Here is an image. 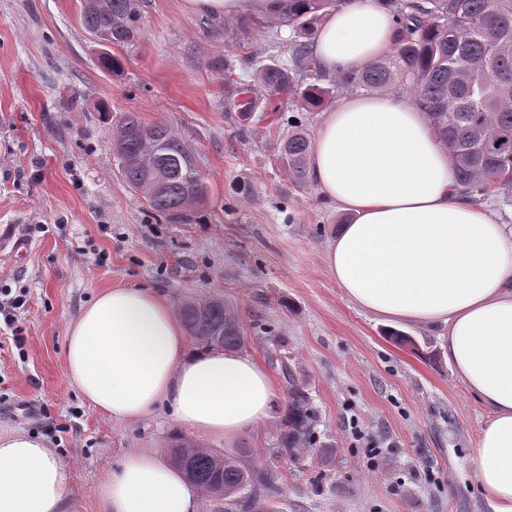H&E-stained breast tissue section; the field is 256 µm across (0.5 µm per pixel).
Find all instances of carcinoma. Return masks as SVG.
<instances>
[{
	"label": "carcinoma",
	"instance_id": "carcinoma-1",
	"mask_svg": "<svg viewBox=\"0 0 512 512\" xmlns=\"http://www.w3.org/2000/svg\"><path fill=\"white\" fill-rule=\"evenodd\" d=\"M396 25L392 55L359 73L326 78L311 58V44L293 43L288 61L256 68L254 79L235 80L232 109L247 128L257 112H277L274 99L291 96L302 109H315L341 91H385L401 87L428 115L439 142L448 149L459 191L473 202L491 197L512 201V0H385ZM335 0H288L280 20L299 36L314 34L318 12ZM81 22L109 46L139 37L141 0H82ZM310 143L297 128L279 141L276 163L297 185L307 182ZM118 171L142 195L154 219L175 224L205 203L208 184L196 152L166 122L144 124L133 112L122 117L112 138ZM180 317L202 347L234 350L244 345L237 311L218 294L181 302ZM288 409L280 447L316 445L314 411L304 384L285 361ZM171 461L209 497L224 501V512H281L271 471L246 466L235 455L180 438Z\"/></svg>",
	"mask_w": 512,
	"mask_h": 512
}]
</instances>
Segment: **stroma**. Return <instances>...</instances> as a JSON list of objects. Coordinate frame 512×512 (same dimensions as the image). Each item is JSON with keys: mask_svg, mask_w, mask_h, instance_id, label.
Returning <instances> with one entry per match:
<instances>
[{"mask_svg": "<svg viewBox=\"0 0 512 512\" xmlns=\"http://www.w3.org/2000/svg\"><path fill=\"white\" fill-rule=\"evenodd\" d=\"M80 7L0 0V237L25 251L0 256V288L27 299L16 329L0 326V431L49 442L67 512H97L101 479L127 454L167 456L189 431L165 408L119 421L89 407L65 371L68 324L111 288H148L174 307L216 292L279 394L259 433L206 446L275 472L282 512H489L472 469L486 411L442 353L447 328L395 327L355 307L324 263L346 214L274 163L278 134L298 125L316 137L323 109L282 99L272 134L262 121L240 130L224 109L231 87L215 62L231 56L242 77L250 56L288 59L291 29L143 0L140 35L113 48L122 66L109 71ZM127 112L170 123L196 150L209 197L188 223H156L121 178L112 128ZM277 337L315 411L318 445L297 460L276 451L288 404L269 362Z\"/></svg>", "mask_w": 512, "mask_h": 512, "instance_id": "35a3bbf8", "label": "stroma"}]
</instances>
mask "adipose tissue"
Returning <instances> with one entry per match:
<instances>
[{
    "label": "adipose tissue",
    "instance_id": "ef3b65f1",
    "mask_svg": "<svg viewBox=\"0 0 512 512\" xmlns=\"http://www.w3.org/2000/svg\"><path fill=\"white\" fill-rule=\"evenodd\" d=\"M288 0H185L189 11L275 15ZM381 0H343L313 43L327 76L363 70L393 46ZM320 192L350 216L325 264L359 309L448 329L443 352L487 418L473 476L492 512H512V227L454 189L448 153L407 99L345 98L310 154ZM68 378L107 418L168 407L199 439H232L270 420L277 385L250 356L192 347L166 299L147 288L100 292L70 324ZM65 466L48 444L0 432V512H64ZM99 512H199L201 493L155 452L128 455L102 480Z\"/></svg>",
    "mask_w": 512,
    "mask_h": 512
}]
</instances>
